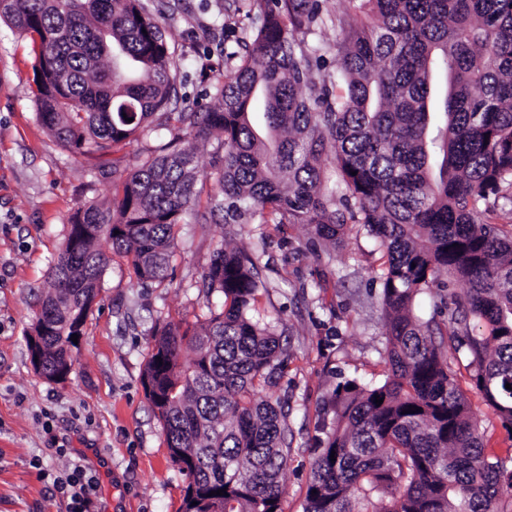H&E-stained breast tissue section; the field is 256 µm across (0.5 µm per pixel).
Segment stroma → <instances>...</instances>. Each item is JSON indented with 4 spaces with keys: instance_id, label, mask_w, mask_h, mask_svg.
<instances>
[{
    "instance_id": "stroma-1",
    "label": "stroma",
    "mask_w": 512,
    "mask_h": 512,
    "mask_svg": "<svg viewBox=\"0 0 512 512\" xmlns=\"http://www.w3.org/2000/svg\"><path fill=\"white\" fill-rule=\"evenodd\" d=\"M141 0L165 28L173 63L190 80L178 96L211 104L212 84L223 79L222 47L249 38L252 0ZM36 46L0 22V512H67L53 482L72 448L100 477L96 512H180L189 479L169 457L158 418L142 385L163 320L194 328L208 316L200 288L211 253L229 244L263 242L261 316L281 335L288 366L265 393L284 400L292 461L285 475L282 512H304L310 463L333 420L331 402L347 378H381L385 347L377 273L381 254L365 235L349 236L326 251L313 247L303 224L182 225L163 288H145L128 264L114 258L85 334L73 348L74 366L61 381L37 375L26 336L51 260L71 215L110 198L111 174L89 157L60 145L38 119L33 99ZM170 139L151 127L111 160L120 166L157 154ZM488 448L512 471V433L486 404L469 377L466 360L454 362Z\"/></svg>"
}]
</instances>
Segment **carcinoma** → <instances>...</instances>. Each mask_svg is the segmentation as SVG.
<instances>
[{
	"label": "carcinoma",
	"instance_id": "obj_1",
	"mask_svg": "<svg viewBox=\"0 0 512 512\" xmlns=\"http://www.w3.org/2000/svg\"><path fill=\"white\" fill-rule=\"evenodd\" d=\"M349 2L328 70L330 47L305 41L326 22L320 0H253L252 41L201 112L172 99L183 77L140 0H0V20L39 39L34 101L62 145L101 159L155 120L173 131L163 154L112 169V199L72 215L86 235L54 256L27 347L44 379L70 371L71 335H83L112 257L138 283L164 286L189 212L306 224L323 248L362 233L382 253L387 374L336 388L304 512H494L512 472L487 454L452 363L467 359L512 432V221L491 222L512 187V0ZM212 139L207 174L195 143ZM259 262L213 251L201 288L222 305L191 332L171 320L155 329L143 380L190 478L181 512H281L292 449L282 406L257 394L288 354L252 315ZM443 274L468 285L451 311ZM427 293L424 321L415 303Z\"/></svg>",
	"mask_w": 512,
	"mask_h": 512
}]
</instances>
